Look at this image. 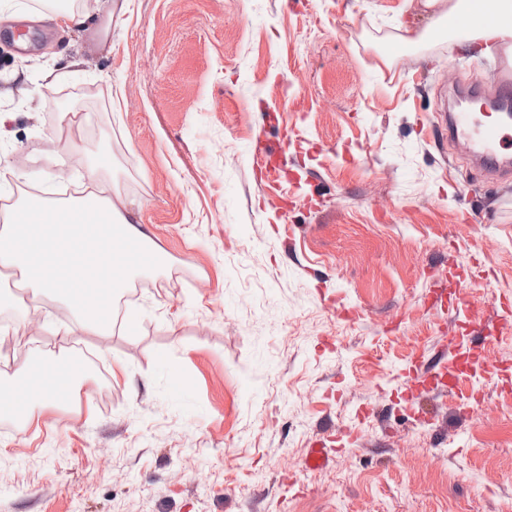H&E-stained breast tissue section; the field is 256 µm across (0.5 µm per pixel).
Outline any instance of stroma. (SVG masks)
Returning <instances> with one entry per match:
<instances>
[{"label":"stroma","instance_id":"obj_1","mask_svg":"<svg viewBox=\"0 0 512 512\" xmlns=\"http://www.w3.org/2000/svg\"><path fill=\"white\" fill-rule=\"evenodd\" d=\"M82 25L0 15V165L68 197L73 148L167 264L133 279L132 327L27 337L0 311L12 381L33 346L92 354L94 393L0 423V512H512V176L448 137L449 96L496 100V45L413 44L420 0H82ZM83 60L52 82L61 48ZM86 93L93 123L60 126ZM288 141L264 182L249 144ZM483 391L468 417L470 389ZM332 451L319 470L308 449ZM110 451L101 466L97 451Z\"/></svg>","mask_w":512,"mask_h":512}]
</instances>
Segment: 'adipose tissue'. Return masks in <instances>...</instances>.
Wrapping results in <instances>:
<instances>
[{"mask_svg":"<svg viewBox=\"0 0 512 512\" xmlns=\"http://www.w3.org/2000/svg\"><path fill=\"white\" fill-rule=\"evenodd\" d=\"M435 29L452 39L495 41L512 53V0H423ZM88 185L71 206L55 205L28 195L0 224V270L18 278L32 303L51 296L74 316L71 336L89 332L111 335L115 328L112 300L144 271L133 251L151 248L147 235L128 212L112 202L95 165L86 168ZM39 373L25 378V391L0 385V417L29 424L35 409L68 401L90 381L80 371L60 378L59 361L38 359Z\"/></svg>","mask_w":512,"mask_h":512,"instance_id":"ef3b65f1","label":"adipose tissue"}]
</instances>
